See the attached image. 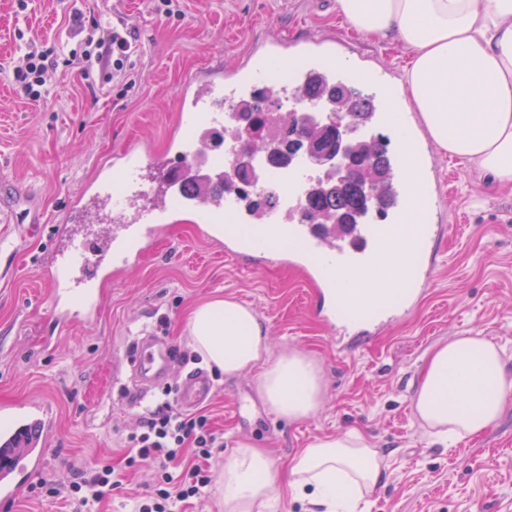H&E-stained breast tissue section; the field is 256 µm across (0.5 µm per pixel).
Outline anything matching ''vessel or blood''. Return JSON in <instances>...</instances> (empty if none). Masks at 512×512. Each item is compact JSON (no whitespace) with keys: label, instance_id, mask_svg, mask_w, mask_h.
<instances>
[{"label":"vessel or blood","instance_id":"vessel-or-blood-1","mask_svg":"<svg viewBox=\"0 0 512 512\" xmlns=\"http://www.w3.org/2000/svg\"><path fill=\"white\" fill-rule=\"evenodd\" d=\"M287 52L304 59L305 70L297 74L295 88L303 87L311 71L323 72L334 81L342 77L353 81L361 78L357 71H336L331 50L323 38L307 36L290 42L275 34L261 40L247 68L221 78L190 76L184 85L189 94V109L180 114L182 134L171 144L174 160L155 158L148 162L135 147H127L113 165L111 176L77 203L80 211L111 206V234L103 239L72 229L56 233L55 238L63 248L45 267L44 274L52 286L50 302L58 325H65L77 312L85 319L94 318L97 306L90 298L80 297V290L90 288L105 270H123L137 263L147 244L160 238L176 212L194 215L203 223L207 239L223 245L226 255L253 258L263 251L317 275L333 300L340 297L336 289L339 277L354 270H372L381 256L397 250L402 257L389 277L392 287L408 285L418 293L431 285L447 227L435 221L439 207L436 190L424 173V156L414 147L412 115L405 111L398 97L380 102V121L396 135L394 204L382 223L355 224L340 233L331 224H254L249 234L243 235L223 224L225 212L239 211L240 206L219 185H210L207 193L199 197L184 194L183 178L187 171L200 169L212 177L221 171L214 160V146L199 148L198 137L229 122L223 104L248 97L267 66ZM148 163L166 171L164 192L155 206L138 210L131 222H124L132 200L127 189L139 181ZM75 294L79 295V302L70 303V296ZM177 364L176 350L152 335L139 338L125 359L134 389L140 394L167 383ZM213 395V381L202 370L182 374L177 384V401L186 409L209 402ZM8 413L17 425L0 431V505L12 503L41 472L46 445L56 427L52 407L43 402L12 407Z\"/></svg>","mask_w":512,"mask_h":512}]
</instances>
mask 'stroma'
I'll return each mask as SVG.
<instances>
[{"instance_id":"obj_1","label":"stroma","mask_w":512,"mask_h":512,"mask_svg":"<svg viewBox=\"0 0 512 512\" xmlns=\"http://www.w3.org/2000/svg\"><path fill=\"white\" fill-rule=\"evenodd\" d=\"M158 0H32L18 12L0 0V406L49 402L57 428L43 479L68 481L75 469L108 459L123 485L94 512H134L152 479L147 463L127 467L125 433L143 402L116 374L139 336L161 337L191 352L193 307L231 296L249 305L268 330L274 351L296 349L320 368L321 410L301 423L275 416L259 399L257 372L213 379L203 408L224 440L210 460L218 474L237 444L273 451L276 468L316 437L362 432L385 457L384 477L369 494V512H512V401L500 420L476 437L443 447L416 416L414 385L430 349L477 334L504 349L512 373V182L492 180L476 164L440 152L426 132L421 148L451 230L438 256L432 287L407 315L369 341L347 343L318 316L319 283L277 262L256 264L225 255L196 223L173 217L140 262L93 288L100 308L75 321L52 344L44 327L52 316L50 283L35 262L46 237L37 224L85 220L100 234L111 214H69L67 203L111 171L126 145L166 151L178 132L183 85L193 74H220L245 63L265 35L291 40L315 33L334 40L361 70H386L400 84L409 47L359 35L336 11V0H184L182 16L167 17ZM118 18L138 46L129 79L97 91L71 70L56 73V93L34 105L14 86L10 66L18 33L68 43L72 15Z\"/></svg>"}]
</instances>
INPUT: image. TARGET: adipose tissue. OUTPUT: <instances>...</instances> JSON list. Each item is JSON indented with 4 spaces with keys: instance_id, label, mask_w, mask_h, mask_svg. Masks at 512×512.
I'll use <instances>...</instances> for the list:
<instances>
[{
    "instance_id": "adipose-tissue-1",
    "label": "adipose tissue",
    "mask_w": 512,
    "mask_h": 512,
    "mask_svg": "<svg viewBox=\"0 0 512 512\" xmlns=\"http://www.w3.org/2000/svg\"><path fill=\"white\" fill-rule=\"evenodd\" d=\"M336 9L359 34L412 49L404 94L434 145L497 181H512V0H336ZM189 328L207 366L228 377L258 369V396L277 417L302 422L320 409L317 364L295 349L273 354L249 306L210 299L192 311ZM511 400L512 375L500 347L471 335L431 350L413 395L418 418L445 443L484 433ZM383 468L380 452L355 430L316 438L285 476L268 449L246 441L225 461L216 491L224 512H267L286 495L366 512L365 496Z\"/></svg>"
}]
</instances>
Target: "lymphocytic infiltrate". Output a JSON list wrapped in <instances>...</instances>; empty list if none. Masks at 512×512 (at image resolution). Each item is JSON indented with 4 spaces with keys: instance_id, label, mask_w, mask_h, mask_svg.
<instances>
[{
    "instance_id": "lymphocytic-infiltrate-1",
    "label": "lymphocytic infiltrate",
    "mask_w": 512,
    "mask_h": 512,
    "mask_svg": "<svg viewBox=\"0 0 512 512\" xmlns=\"http://www.w3.org/2000/svg\"><path fill=\"white\" fill-rule=\"evenodd\" d=\"M72 35L77 46L70 50L57 43L25 42L21 60L12 69V80L26 99L47 102L54 92L52 78L61 68L77 71L91 88L128 77L136 41L123 22L79 20ZM171 394V388H162L154 402L145 407L136 430L126 438L133 450L130 463L147 461L154 471L153 484L137 512H175L177 503L199 496L211 482L205 462L222 445L209 417L181 412ZM189 448L199 462L181 478H174L170 467ZM122 484L120 473L112 465L101 464L89 472H76L65 484L40 481L38 489L49 497H66L74 512H89L94 503L110 497Z\"/></svg>"
}]
</instances>
